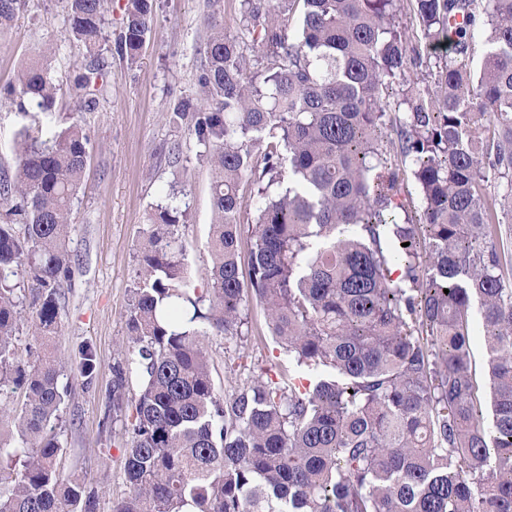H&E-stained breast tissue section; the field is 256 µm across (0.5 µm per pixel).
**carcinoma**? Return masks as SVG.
<instances>
[{
    "label": "carcinoma",
    "mask_w": 512,
    "mask_h": 512,
    "mask_svg": "<svg viewBox=\"0 0 512 512\" xmlns=\"http://www.w3.org/2000/svg\"><path fill=\"white\" fill-rule=\"evenodd\" d=\"M300 14L287 33L294 5ZM89 61L72 90L93 100L105 0H67ZM254 57L207 17L197 84L174 112L212 172L209 288L190 282L176 227L150 214L130 288L127 365L112 409L128 436V495L113 512H512V0H415L435 91L395 108L423 198L404 217L385 157L389 90L407 65L401 0H242ZM20 0H0V27ZM156 0H127L120 51L135 61ZM60 85L36 61L7 95L51 119ZM91 137L79 121L19 132L0 179V394L20 391L0 436V512H94L96 490L57 467L67 391L61 288L72 205ZM252 208L241 281V214ZM409 246H404V243ZM27 281L39 352L15 341ZM288 360L217 392L209 336H241L249 301ZM479 305L490 380L484 421L471 369ZM91 378L96 353L74 355Z\"/></svg>",
    "instance_id": "obj_1"
}]
</instances>
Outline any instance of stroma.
<instances>
[{"instance_id":"1","label":"stroma","mask_w":512,"mask_h":512,"mask_svg":"<svg viewBox=\"0 0 512 512\" xmlns=\"http://www.w3.org/2000/svg\"><path fill=\"white\" fill-rule=\"evenodd\" d=\"M125 3L106 4L103 90L90 107L70 89L86 49L71 32L66 0H21L13 21L0 28V172L11 168L19 127L45 121L34 109L20 114L6 94L18 71L41 49H48L44 63L62 87L56 126L80 120L92 140L73 207L69 249L75 265L64 288L59 347L69 355L91 344L97 368L88 381L73 363L65 364L60 382L68 393L55 432L63 447L58 466L97 490L95 512H112L128 493L126 437L120 426H106L105 419L112 412L114 368L127 348L129 290L150 229L147 214L167 203L169 190H178L188 205L186 222L177 228L187 245L188 275L198 289L209 282L211 169L173 107L181 97L199 93L196 77L199 48L208 32L206 16L219 14L232 35L241 34L245 25L240 0H157L153 31L131 62L116 44ZM248 317L250 335L206 340L216 388L224 396L235 392L253 366L275 379L287 364L262 308L250 304Z\"/></svg>"}]
</instances>
